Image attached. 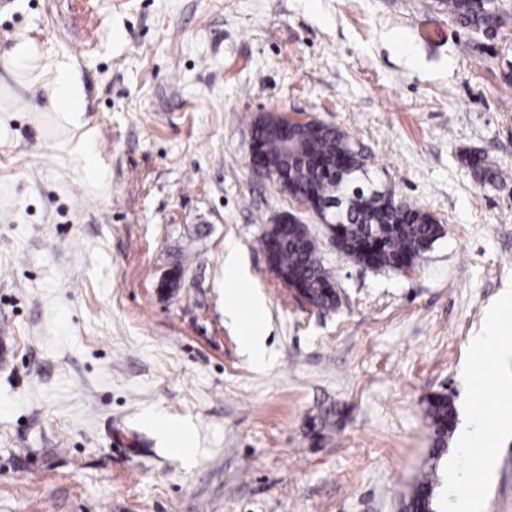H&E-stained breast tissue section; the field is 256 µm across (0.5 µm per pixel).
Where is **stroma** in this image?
I'll return each mask as SVG.
<instances>
[{"label":"stroma","mask_w":512,"mask_h":512,"mask_svg":"<svg viewBox=\"0 0 512 512\" xmlns=\"http://www.w3.org/2000/svg\"><path fill=\"white\" fill-rule=\"evenodd\" d=\"M501 4L491 36L445 0H0V512H400L428 473L434 512H512V431L467 490L448 470L473 458L453 441L432 458L424 404L502 413L463 375L512 290ZM60 65L85 112L53 111ZM275 113L345 131L442 224L412 275L344 260L306 213L340 301L293 298L258 245L293 204L250 165ZM474 154L507 183L479 181ZM231 251L265 299L263 365L224 314Z\"/></svg>","instance_id":"1"}]
</instances>
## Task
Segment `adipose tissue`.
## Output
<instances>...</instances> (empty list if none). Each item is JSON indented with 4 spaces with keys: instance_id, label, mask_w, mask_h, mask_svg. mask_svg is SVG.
Listing matches in <instances>:
<instances>
[{
    "instance_id": "adipose-tissue-1",
    "label": "adipose tissue",
    "mask_w": 512,
    "mask_h": 512,
    "mask_svg": "<svg viewBox=\"0 0 512 512\" xmlns=\"http://www.w3.org/2000/svg\"><path fill=\"white\" fill-rule=\"evenodd\" d=\"M48 86L53 111H84V90L73 79L66 66L62 65L55 69ZM224 279L230 284L226 300L228 315L237 320L245 317L250 322V327L242 339L244 349L255 356H264L265 328L261 323V317L265 310V301L252 290L236 253H228L224 260ZM509 313H512V292L504 293L498 302L487 309L486 328L482 335L474 337L471 341L474 352L482 354L495 366L512 359V346L504 345L500 340L506 322L505 316ZM501 430V424L491 423L483 428L466 429L461 432L460 446L473 448L475 453L474 467L469 477L470 484H480L489 477Z\"/></svg>"
}]
</instances>
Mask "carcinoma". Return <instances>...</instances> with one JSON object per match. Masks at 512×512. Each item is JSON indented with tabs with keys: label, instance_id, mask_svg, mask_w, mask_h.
I'll use <instances>...</instances> for the list:
<instances>
[{
	"label": "carcinoma",
	"instance_id": "carcinoma-1",
	"mask_svg": "<svg viewBox=\"0 0 512 512\" xmlns=\"http://www.w3.org/2000/svg\"><path fill=\"white\" fill-rule=\"evenodd\" d=\"M448 14L465 28L492 29L502 23L498 0H448ZM292 140L286 152L280 133L266 118L254 123L253 143L262 167L277 183L288 185L295 195L340 201L343 242L339 254L344 259L376 269L414 268L442 237V225L427 212L400 199L385 203L369 182L365 155L345 132L323 125ZM341 153L348 157L343 172L328 165ZM466 163L482 182H506L503 171L488 166L480 156H470ZM308 237L307 225L292 224L281 216L274 231L262 234L260 246L271 269L288 276L315 309L330 310L338 304V292ZM426 414L435 436L433 454L438 455L455 429L456 409L450 397L434 395L426 400ZM433 492L432 480L417 481L402 500L401 512H432Z\"/></svg>",
	"mask_w": 512,
	"mask_h": 512
}]
</instances>
